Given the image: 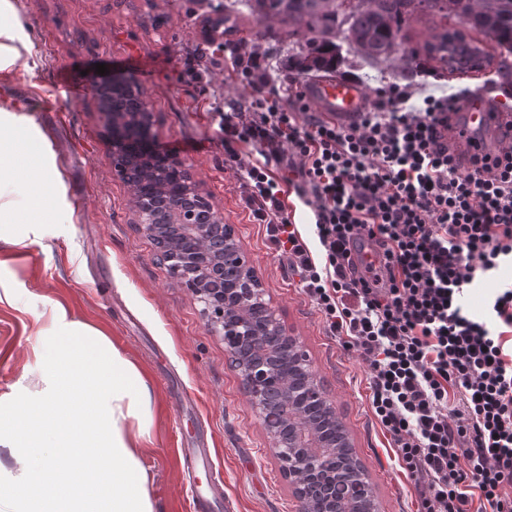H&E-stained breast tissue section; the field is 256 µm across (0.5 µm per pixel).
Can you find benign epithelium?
I'll return each mask as SVG.
<instances>
[{
	"label": "benign epithelium",
	"mask_w": 512,
	"mask_h": 512,
	"mask_svg": "<svg viewBox=\"0 0 512 512\" xmlns=\"http://www.w3.org/2000/svg\"><path fill=\"white\" fill-rule=\"evenodd\" d=\"M207 34L212 42L224 40V6L214 7L206 17ZM98 111L112 146V171L123 182L135 179L141 169L157 168L166 177L176 172L191 177L189 165L179 155L164 151L157 145L153 133L151 102L144 93L122 89L119 77L112 82L94 83ZM198 204H188L171 214L161 211L158 203L133 202L134 222L153 241L156 251L169 262L174 279L191 289L203 303L202 313L209 329L227 340L231 354L251 402L261 418L271 447L283 470L288 473L293 495L300 503L299 512H326L328 505L338 501H367V512H376L374 495L365 473L355 468L336 467V450L308 444L316 427L304 414L297 415L293 426L296 445L283 448V430L272 423L275 402L289 398L288 377L276 378L277 370L270 364L255 361L240 353L241 342L259 339L249 320V308L261 283L247 259L241 241L232 226L211 225L214 209L208 200L193 190ZM237 274L233 282L224 281V269ZM267 339L285 342L283 367L305 375L295 399L300 407L319 402L330 412H336L316 380L308 354L296 337L271 317L264 329Z\"/></svg>",
	"instance_id": "benign-epithelium-1"
}]
</instances>
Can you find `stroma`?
<instances>
[{"instance_id":"1","label":"stroma","mask_w":512,"mask_h":512,"mask_svg":"<svg viewBox=\"0 0 512 512\" xmlns=\"http://www.w3.org/2000/svg\"><path fill=\"white\" fill-rule=\"evenodd\" d=\"M13 2L39 65L0 71V98L24 105L52 144L72 217L49 225L41 241L0 252L22 284L16 307L0 308V392L36 370L30 356L34 316L47 301L60 302L110 336L147 379L154 425L143 464L157 512H190L178 455L185 441L215 449L228 512H298L223 338L208 331L201 303L171 276L134 224L132 192L112 173L93 84L83 76L99 64L120 76L136 72L153 106L158 143L186 159L202 195L233 225L270 307L307 351L346 425L380 512H417L413 481L370 411L367 364L329 334L296 276L276 256L265 225L250 220L245 189L224 163L217 115L234 107L249 111L255 96L252 83L238 75L237 61L254 52L268 56L264 93L271 97L287 99L292 80L310 81L291 69L278 23L242 14L218 49L204 33L206 0ZM199 49L214 54L216 65L203 70L201 82H177L176 70L192 63ZM341 56L336 77L368 92L387 79L441 94L488 78L494 96L512 104V86L495 73L445 74L431 61L413 71L398 60L375 63L346 49Z\"/></svg>"}]
</instances>
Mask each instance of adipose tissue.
I'll return each mask as SVG.
<instances>
[{
    "label": "adipose tissue",
    "mask_w": 512,
    "mask_h": 512,
    "mask_svg": "<svg viewBox=\"0 0 512 512\" xmlns=\"http://www.w3.org/2000/svg\"><path fill=\"white\" fill-rule=\"evenodd\" d=\"M12 0H0V70L29 58ZM50 202V218L39 217ZM71 206L56 154L18 105L0 102V245L66 224ZM38 377L0 395V512H156L142 465L151 389L111 338L56 301L35 318Z\"/></svg>",
    "instance_id": "1"
}]
</instances>
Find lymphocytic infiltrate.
Returning a JSON list of instances; mask_svg holds the SVG:
<instances>
[{"mask_svg": "<svg viewBox=\"0 0 512 512\" xmlns=\"http://www.w3.org/2000/svg\"><path fill=\"white\" fill-rule=\"evenodd\" d=\"M459 94L394 81L342 122L260 99L228 112L225 160L255 222L343 347L370 369V407L420 512H512V287L473 320L464 291L512 259V137L469 160L448 145ZM261 156L244 164V149ZM309 208L313 256L288 211ZM379 264H363V251Z\"/></svg>", "mask_w": 512, "mask_h": 512, "instance_id": "1", "label": "lymphocytic infiltrate"}]
</instances>
